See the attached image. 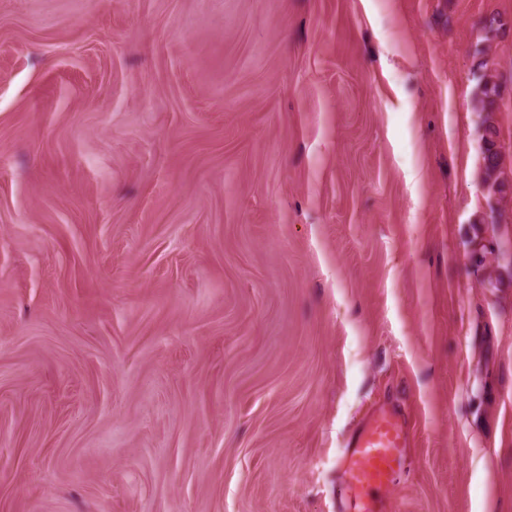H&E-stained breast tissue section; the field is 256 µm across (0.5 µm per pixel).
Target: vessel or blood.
<instances>
[{
	"mask_svg": "<svg viewBox=\"0 0 512 512\" xmlns=\"http://www.w3.org/2000/svg\"><path fill=\"white\" fill-rule=\"evenodd\" d=\"M409 446V424L397 409L383 406L363 419L340 457L345 473L340 496L352 512H384L379 493L401 470Z\"/></svg>",
	"mask_w": 512,
	"mask_h": 512,
	"instance_id": "1",
	"label": "vessel or blood"
}]
</instances>
